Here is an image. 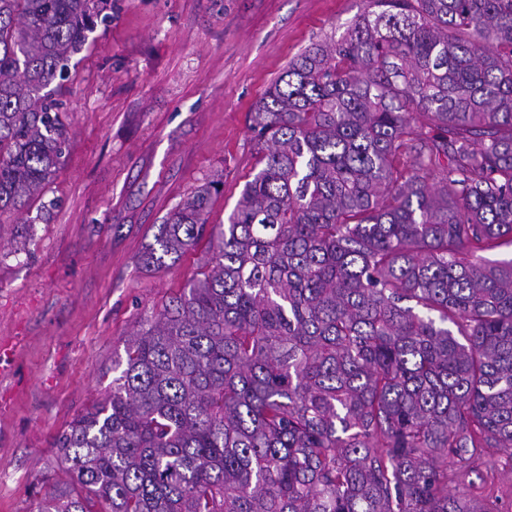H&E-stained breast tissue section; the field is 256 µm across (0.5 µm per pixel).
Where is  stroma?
<instances>
[{"label":"stroma","instance_id":"35a3bbf8","mask_svg":"<svg viewBox=\"0 0 512 512\" xmlns=\"http://www.w3.org/2000/svg\"><path fill=\"white\" fill-rule=\"evenodd\" d=\"M364 0H110L59 93L68 143L40 201L0 223V512H35L64 479L51 443L112 383V357L146 312L182 288L192 251L140 259L159 224L219 180L222 223L259 170L249 114L311 41L343 32ZM512 512V464L460 473Z\"/></svg>","mask_w":512,"mask_h":512}]
</instances>
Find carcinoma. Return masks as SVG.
Here are the masks:
<instances>
[{
	"label": "carcinoma",
	"mask_w": 512,
	"mask_h": 512,
	"mask_svg": "<svg viewBox=\"0 0 512 512\" xmlns=\"http://www.w3.org/2000/svg\"><path fill=\"white\" fill-rule=\"evenodd\" d=\"M107 0H0V216L40 198ZM223 224L199 186L142 264L202 248L112 387L58 432L37 512H492L512 460V0H366L251 113ZM507 461L502 459L497 471L483 472V474L466 473L448 461V472L452 470L459 472L458 482L451 484L450 487L453 489L457 483H460V487L465 486L468 489L471 498L480 503H486L488 498L485 497V488L494 485L495 495L499 497L495 502L498 509L496 512H512V466Z\"/></svg>",
	"instance_id": "1"
}]
</instances>
